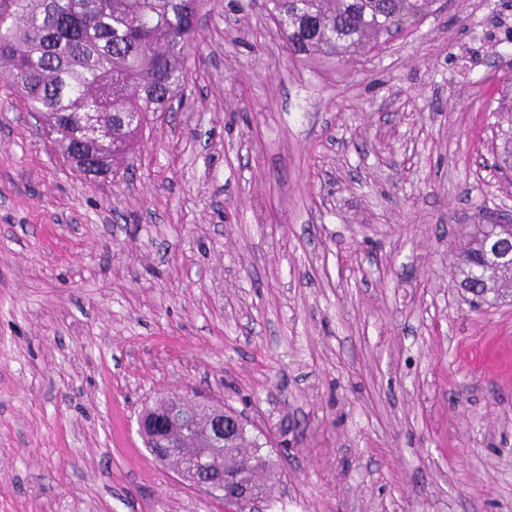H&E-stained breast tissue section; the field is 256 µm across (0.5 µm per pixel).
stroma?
<instances>
[{"label": "stroma", "mask_w": 512, "mask_h": 512, "mask_svg": "<svg viewBox=\"0 0 512 512\" xmlns=\"http://www.w3.org/2000/svg\"><path fill=\"white\" fill-rule=\"evenodd\" d=\"M186 67L116 178L0 112V512H222L138 434L171 393L287 440L262 512H512V297L457 272L512 213V0L321 62L206 0Z\"/></svg>", "instance_id": "1"}]
</instances>
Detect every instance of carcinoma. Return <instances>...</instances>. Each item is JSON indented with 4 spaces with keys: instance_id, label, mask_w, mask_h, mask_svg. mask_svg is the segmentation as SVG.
Masks as SVG:
<instances>
[{
    "instance_id": "cac0c4a2",
    "label": "carcinoma",
    "mask_w": 512,
    "mask_h": 512,
    "mask_svg": "<svg viewBox=\"0 0 512 512\" xmlns=\"http://www.w3.org/2000/svg\"><path fill=\"white\" fill-rule=\"evenodd\" d=\"M431 0H267L288 52L305 59L341 60L376 48L381 39L415 25ZM200 0H3L0 66L15 102L42 117L62 154L66 131L95 111L112 127V142L85 152L112 174L135 150L150 117L171 110L185 86L188 51L197 41ZM497 164L512 172V128ZM488 234L468 242L460 288L473 298L512 292V268L497 259ZM184 447L224 472L247 477L262 495L275 464L252 425L233 431L224 449L206 448L188 434Z\"/></svg>"
}]
</instances>
